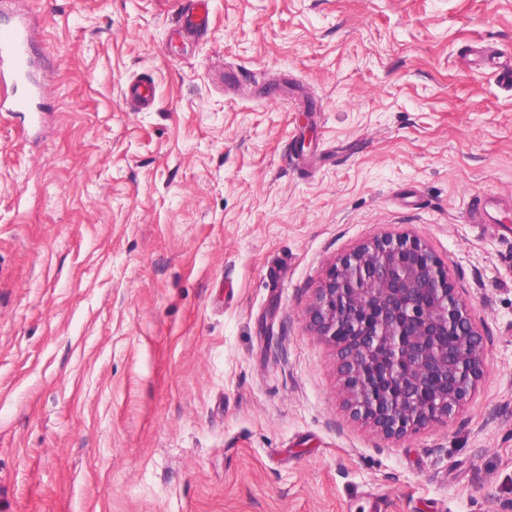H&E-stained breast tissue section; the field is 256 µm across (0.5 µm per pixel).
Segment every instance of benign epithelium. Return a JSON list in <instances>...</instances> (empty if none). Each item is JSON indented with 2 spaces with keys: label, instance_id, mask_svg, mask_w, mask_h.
<instances>
[{
  "label": "benign epithelium",
  "instance_id": "benign-epithelium-1",
  "mask_svg": "<svg viewBox=\"0 0 512 512\" xmlns=\"http://www.w3.org/2000/svg\"><path fill=\"white\" fill-rule=\"evenodd\" d=\"M337 349L352 414L398 439L446 425L485 373L474 309L460 303L427 244L380 235L333 264L307 309Z\"/></svg>",
  "mask_w": 512,
  "mask_h": 512
}]
</instances>
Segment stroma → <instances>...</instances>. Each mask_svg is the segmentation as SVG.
I'll return each mask as SVG.
<instances>
[{
  "label": "stroma",
  "instance_id": "1",
  "mask_svg": "<svg viewBox=\"0 0 512 512\" xmlns=\"http://www.w3.org/2000/svg\"><path fill=\"white\" fill-rule=\"evenodd\" d=\"M14 2L46 93L0 115V512H512V85L476 58L512 0H211L184 41L177 0ZM383 233L487 353L398 441L305 319ZM125 98L140 110L149 109L155 99V88L151 82L135 80L126 86Z\"/></svg>",
  "mask_w": 512,
  "mask_h": 512
}]
</instances>
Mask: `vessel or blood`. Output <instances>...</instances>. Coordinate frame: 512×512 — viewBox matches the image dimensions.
Listing matches in <instances>:
<instances>
[{
  "label": "vessel or blood",
  "instance_id": "obj_1",
  "mask_svg": "<svg viewBox=\"0 0 512 512\" xmlns=\"http://www.w3.org/2000/svg\"><path fill=\"white\" fill-rule=\"evenodd\" d=\"M178 23L186 37L204 35L210 26L208 0H187L178 13ZM34 44L32 26L25 16H15L0 25V84L12 88L11 94L0 97V112H34V102L43 92L28 77ZM125 98L145 110L154 102L155 88L151 82L135 80L128 83Z\"/></svg>",
  "mask_w": 512,
  "mask_h": 512
}]
</instances>
